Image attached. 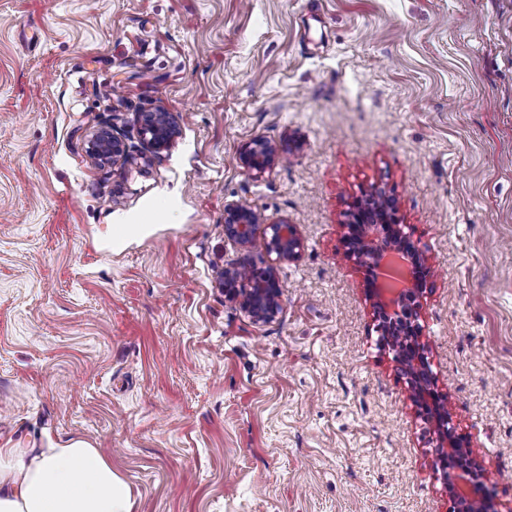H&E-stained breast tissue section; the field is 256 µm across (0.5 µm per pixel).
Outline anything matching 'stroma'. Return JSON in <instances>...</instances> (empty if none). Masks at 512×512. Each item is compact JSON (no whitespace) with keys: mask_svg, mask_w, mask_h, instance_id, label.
<instances>
[{"mask_svg":"<svg viewBox=\"0 0 512 512\" xmlns=\"http://www.w3.org/2000/svg\"><path fill=\"white\" fill-rule=\"evenodd\" d=\"M179 119L150 164L137 116ZM262 138L284 162L256 175ZM394 199L423 354L512 512V0H0V445L82 437L135 512H452L344 238ZM294 224L282 312L224 297V206ZM89 152L100 163H112V167L123 163L128 158L129 148L124 138L114 134L112 128L101 127L93 134ZM279 158L277 149L262 139H254L240 152L241 163L256 175L264 173Z\"/></svg>","mask_w":512,"mask_h":512,"instance_id":"1","label":"stroma"}]
</instances>
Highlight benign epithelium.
<instances>
[{
    "label": "benign epithelium",
    "mask_w": 512,
    "mask_h": 512,
    "mask_svg": "<svg viewBox=\"0 0 512 512\" xmlns=\"http://www.w3.org/2000/svg\"><path fill=\"white\" fill-rule=\"evenodd\" d=\"M138 122L139 133L154 153L168 148L178 134L175 119L162 109L140 113ZM89 152L94 160L116 166L127 160L129 148L112 128L101 127L91 138ZM279 158L277 149L262 139L246 144L240 152L241 163L257 175ZM255 224V211L234 203L224 207V237L239 249L246 250L252 244ZM343 228L357 264L366 273L367 297L390 319L386 325L379 324L377 332L389 344L398 365L410 364L414 368L408 381L409 399L434 423L441 480L450 489L463 481L472 490V495L459 498L457 512H495L479 491L480 478L484 476L480 465L474 463L470 470L458 466L459 457L469 456L471 451L461 447L454 436L448 400L435 389V379L422 355L419 298L431 273L427 257L405 232L406 225L401 223L393 205L379 209L357 199ZM267 230L266 250L275 255V262L258 269L249 258H244L239 265L257 269L250 278L240 277L236 267L224 268L225 298L237 302L255 324L270 323L280 314L279 265L295 260L302 246L293 224L273 222Z\"/></svg>",
    "instance_id": "benign-epithelium-1"
}]
</instances>
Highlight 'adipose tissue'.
Instances as JSON below:
<instances>
[{
    "label": "adipose tissue",
    "instance_id": "obj_1",
    "mask_svg": "<svg viewBox=\"0 0 512 512\" xmlns=\"http://www.w3.org/2000/svg\"><path fill=\"white\" fill-rule=\"evenodd\" d=\"M131 486L85 439L0 446V512H133Z\"/></svg>",
    "mask_w": 512,
    "mask_h": 512
}]
</instances>
